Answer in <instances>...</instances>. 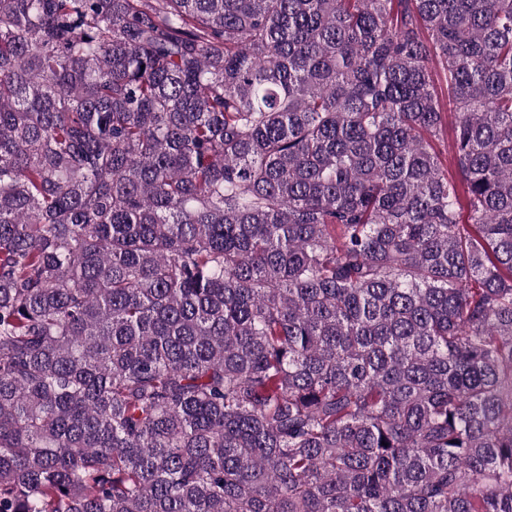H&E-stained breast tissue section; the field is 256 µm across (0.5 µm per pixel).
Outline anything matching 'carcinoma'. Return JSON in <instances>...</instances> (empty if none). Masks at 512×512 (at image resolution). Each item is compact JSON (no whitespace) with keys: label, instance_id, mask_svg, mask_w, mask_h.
Returning a JSON list of instances; mask_svg holds the SVG:
<instances>
[{"label":"carcinoma","instance_id":"1","mask_svg":"<svg viewBox=\"0 0 512 512\" xmlns=\"http://www.w3.org/2000/svg\"><path fill=\"white\" fill-rule=\"evenodd\" d=\"M0 512H512V0H0Z\"/></svg>","mask_w":512,"mask_h":512}]
</instances>
